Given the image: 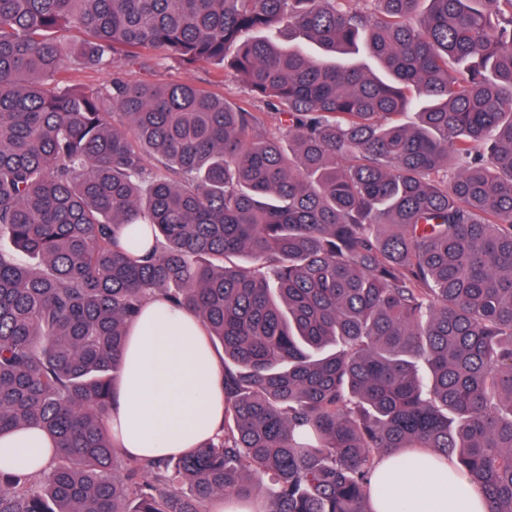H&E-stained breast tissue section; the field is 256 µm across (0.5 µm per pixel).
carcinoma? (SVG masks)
<instances>
[{
  "label": "carcinoma",
  "mask_w": 512,
  "mask_h": 512,
  "mask_svg": "<svg viewBox=\"0 0 512 512\" xmlns=\"http://www.w3.org/2000/svg\"><path fill=\"white\" fill-rule=\"evenodd\" d=\"M1 237L0 436L58 452L0 512H374L413 448L512 512V0H0ZM153 296L224 353L222 434L160 461L105 425ZM126 75L131 81H148L156 84L189 82L202 89L223 93L224 97L237 100L243 92L239 83L217 66L198 64L183 66L174 61L150 68L130 66ZM68 77L71 84L94 87L107 82L110 79V74L104 70L78 69L73 67L69 70Z\"/></svg>",
  "instance_id": "carcinoma-1"
}]
</instances>
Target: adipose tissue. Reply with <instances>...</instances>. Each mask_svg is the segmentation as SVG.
<instances>
[{
  "mask_svg": "<svg viewBox=\"0 0 512 512\" xmlns=\"http://www.w3.org/2000/svg\"><path fill=\"white\" fill-rule=\"evenodd\" d=\"M124 366L117 380L107 426L114 443L135 458L187 453L220 434L224 424V363L212 349L198 314L157 299L149 300L129 327ZM38 428L0 437V467L39 472L55 455ZM391 455H382L375 484H389ZM432 452L419 450L402 482L389 484L386 502L397 512H488L481 490L446 465L447 479L432 480Z\"/></svg>",
  "mask_w": 512,
  "mask_h": 512,
  "instance_id": "obj_1",
  "label": "adipose tissue"
}]
</instances>
